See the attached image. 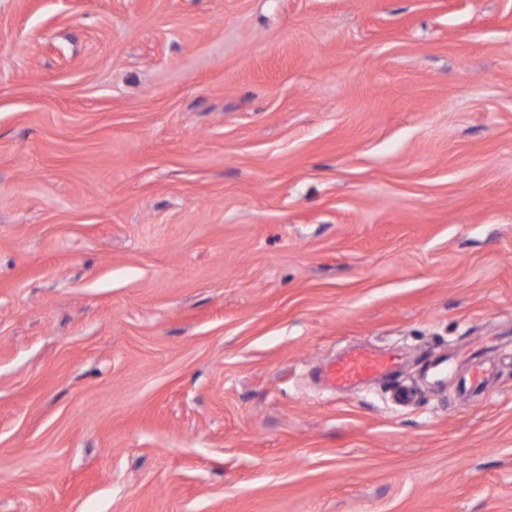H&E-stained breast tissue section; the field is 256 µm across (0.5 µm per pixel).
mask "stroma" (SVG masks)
Masks as SVG:
<instances>
[{"label":"stroma","instance_id":"stroma-1","mask_svg":"<svg viewBox=\"0 0 512 512\" xmlns=\"http://www.w3.org/2000/svg\"><path fill=\"white\" fill-rule=\"evenodd\" d=\"M0 512H512V0H0ZM397 355L380 356L371 350H355L334 361L325 371L331 388L349 387L389 373L398 364Z\"/></svg>","mask_w":512,"mask_h":512}]
</instances>
